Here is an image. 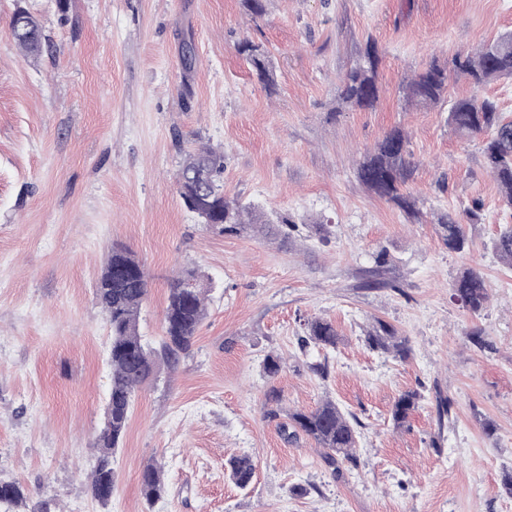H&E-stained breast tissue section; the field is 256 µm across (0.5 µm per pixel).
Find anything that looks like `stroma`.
<instances>
[{"label":"stroma","mask_w":512,"mask_h":512,"mask_svg":"<svg viewBox=\"0 0 512 512\" xmlns=\"http://www.w3.org/2000/svg\"><path fill=\"white\" fill-rule=\"evenodd\" d=\"M20 6L49 52L11 39ZM509 31L512 0H267L257 18L240 0H69L64 12L0 0V478L48 512H512V266L493 248L512 208L482 137L448 124L471 95L512 119V79L478 87L451 69ZM245 38L273 86L238 53ZM369 39L382 94L358 110L343 78ZM433 63L449 70L442 102H411L407 83ZM394 128L408 138L416 221L357 177ZM205 144L224 152L225 196L274 219L272 234H223L184 206L179 163ZM472 208L467 247L449 250L440 217ZM115 244L148 273L150 345L174 276L196 268L210 288L190 352L158 361L135 397L103 505L89 476L110 336L94 288ZM466 269L489 292L476 315L452 297ZM316 317L335 324V347L303 345ZM380 321L408 339V359L368 347ZM413 389L419 408L394 426L396 398ZM326 399L360 434L337 476L312 441L282 432L289 412ZM244 454L256 470L242 489L225 466ZM154 460L167 492L150 504L140 477Z\"/></svg>","instance_id":"35a3bbf8"}]
</instances>
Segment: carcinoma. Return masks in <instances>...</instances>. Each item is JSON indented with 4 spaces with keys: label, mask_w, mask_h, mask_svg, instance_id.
<instances>
[{
    "label": "carcinoma",
    "mask_w": 512,
    "mask_h": 512,
    "mask_svg": "<svg viewBox=\"0 0 512 512\" xmlns=\"http://www.w3.org/2000/svg\"><path fill=\"white\" fill-rule=\"evenodd\" d=\"M28 26L21 32L9 28L16 45L28 55L38 56L46 38L36 18L26 9ZM239 53L244 55L259 81L268 82L269 73L259 47L245 39ZM377 45L367 40L362 62L351 68L343 80L342 98L353 108L372 109L379 99ZM454 69L467 75L476 86L492 80L512 79V32L483 43L466 55L454 59ZM448 87V69L429 65L407 87V97L420 104L439 103ZM448 124L462 136L490 133L483 148L485 167L496 181L503 200L512 207V120L502 117L498 104L490 98L467 97L455 101L448 112ZM407 138L402 130L392 129L357 168L359 180L379 196L395 202L411 220L420 219L415 201L401 193V186L411 175L407 158ZM224 153L203 145L183 160L177 176L179 195L184 205L206 217L208 224L223 234H236L245 224H265L264 215L224 195ZM441 237L448 249L461 252L467 245L464 225L449 213L440 218ZM500 258L512 265V227L505 228L494 241ZM208 284L195 269H185L169 283L164 313V333L154 348L138 333V321L148 294V279L143 264L128 249L112 247L97 279L95 295L105 311L111 331L109 360L111 385L104 410L103 426L93 448L96 464L92 470L91 492L100 503L112 498L114 469L112 461L124 439L132 403L138 391L154 372L161 358L176 364L194 343L197 328L206 316L205 295ZM453 298L473 314L480 313L488 301L485 282L477 272L467 270L453 284ZM304 343L325 349L335 347L338 339L332 321L315 318L306 323ZM372 350L405 359L410 355L408 339L382 321L366 336ZM421 395L416 390L401 393L394 402L391 417L404 424L418 406ZM288 440L301 435L313 439L322 448L325 463L340 471V463L354 460L353 449L359 433L335 402L327 400L311 411H297L288 416ZM255 474L252 457L243 455L229 462V477L240 488L248 487ZM166 491L161 465L151 463L141 474V492L147 502L160 499ZM27 493L16 481L0 479V505H27Z\"/></svg>",
    "instance_id": "carcinoma-1"
}]
</instances>
